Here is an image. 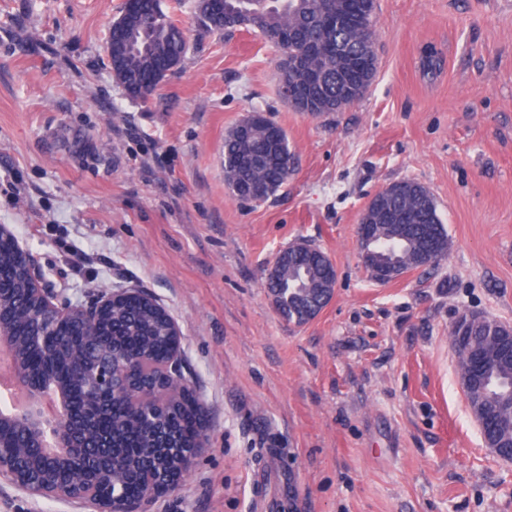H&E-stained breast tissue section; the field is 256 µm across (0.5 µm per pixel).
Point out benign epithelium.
<instances>
[{"label": "benign epithelium", "instance_id": "7a95c632", "mask_svg": "<svg viewBox=\"0 0 512 512\" xmlns=\"http://www.w3.org/2000/svg\"><path fill=\"white\" fill-rule=\"evenodd\" d=\"M0 245L10 254L8 263L0 262V349L11 357L15 385L30 401L22 413L0 411V483L35 501L76 503L91 512H144L161 490L186 477L205 445L178 449L188 462L180 463L176 474L159 470L157 481L146 486L136 484L128 474H118V464L107 452L109 441L89 445L76 433L68 387L43 370L27 371L12 336L26 337L39 357L55 355L90 332L106 343L112 328L102 331L98 325L112 311V303L147 295L140 288H112L96 291L90 300L73 301L54 288L13 225L0 224ZM167 320V354L154 384L139 380L140 359L134 351L110 347L105 357L78 369L73 385L92 402L106 401L110 409L127 407L129 396L136 395L143 401L139 413L146 423L160 408L153 396L173 385L189 399L196 429L205 432L204 404L192 395V381L185 372L180 326L170 315ZM488 364L483 349L467 350L469 387L482 384ZM49 389L58 394L50 406L43 400Z\"/></svg>", "mask_w": 512, "mask_h": 512}]
</instances>
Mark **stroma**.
<instances>
[{
    "label": "stroma",
    "instance_id": "obj_1",
    "mask_svg": "<svg viewBox=\"0 0 512 512\" xmlns=\"http://www.w3.org/2000/svg\"><path fill=\"white\" fill-rule=\"evenodd\" d=\"M160 2L187 50L141 100L105 51L125 0H0V224L65 293L155 297L206 407V451L149 512H512V462L485 444L450 336L464 313L512 326V0H376L372 84L316 116L279 95L258 31L204 34L196 0ZM255 111L296 161L247 203L224 137ZM407 179L450 248L380 284L357 226ZM299 239L337 273L300 325L267 288Z\"/></svg>",
    "mask_w": 512,
    "mask_h": 512
}]
</instances>
